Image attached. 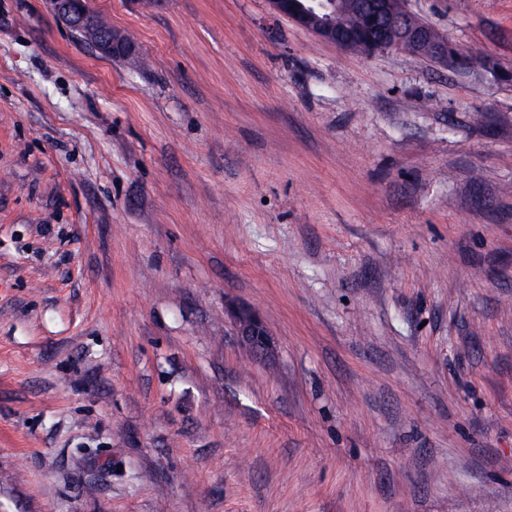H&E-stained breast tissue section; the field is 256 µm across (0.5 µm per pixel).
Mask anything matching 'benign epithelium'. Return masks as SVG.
Here are the masks:
<instances>
[{
	"label": "benign epithelium",
	"instance_id": "7a95c632",
	"mask_svg": "<svg viewBox=\"0 0 512 512\" xmlns=\"http://www.w3.org/2000/svg\"><path fill=\"white\" fill-rule=\"evenodd\" d=\"M272 12L348 51L371 55L403 44L424 48L430 56L448 62V39L434 38L433 29L407 10L389 11L391 0H268ZM51 10L67 29L79 30L102 57L133 58L134 44L119 29L106 24L90 7L89 0H49ZM355 7L365 19L359 32L336 28V14ZM236 333L253 354L270 357L274 353L271 334L258 314L246 308L233 311Z\"/></svg>",
	"mask_w": 512,
	"mask_h": 512
}]
</instances>
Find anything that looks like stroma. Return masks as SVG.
<instances>
[{
  "label": "stroma",
  "mask_w": 512,
  "mask_h": 512,
  "mask_svg": "<svg viewBox=\"0 0 512 512\" xmlns=\"http://www.w3.org/2000/svg\"><path fill=\"white\" fill-rule=\"evenodd\" d=\"M404 3L0 0V512H512V0ZM51 10L71 31L79 30L102 57L133 58L134 44L119 29L106 24L103 16L90 7L87 0H49ZM392 0H268L272 12L325 39L343 50L371 55L387 49H400L427 57L416 48H425L430 56L448 64V39L433 37V29L403 9L399 14L389 11ZM355 7L365 19V27L357 29L361 20L354 14H336ZM410 44V45H407ZM416 47V48H415ZM236 333L241 343L256 356L270 357L274 353L271 334L258 314L246 308L233 311Z\"/></svg>",
  "instance_id": "1"
}]
</instances>
